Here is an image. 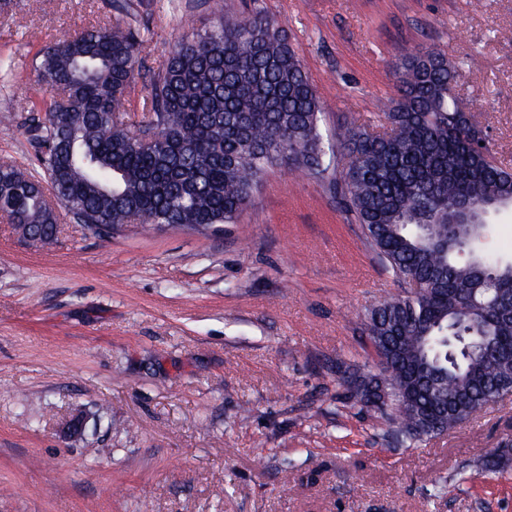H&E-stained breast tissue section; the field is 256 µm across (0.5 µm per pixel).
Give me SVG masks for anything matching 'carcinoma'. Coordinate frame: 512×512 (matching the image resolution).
Returning <instances> with one entry per match:
<instances>
[{
	"label": "carcinoma",
	"mask_w": 512,
	"mask_h": 512,
	"mask_svg": "<svg viewBox=\"0 0 512 512\" xmlns=\"http://www.w3.org/2000/svg\"><path fill=\"white\" fill-rule=\"evenodd\" d=\"M131 27L91 26L41 48L47 93L26 130L38 170L0 164V219L56 240L58 209L101 237L140 221L197 232L235 224L264 172L342 178L363 238L403 294L365 315L377 371L336 362L341 400L377 411L400 445L440 436L512 380V258L484 246L512 210V167L456 111V64L430 46L402 60L381 131L321 127V103L288 35L263 15L220 19L171 47L141 121H126L139 68ZM477 340L480 347L470 346ZM512 467V444L477 461Z\"/></svg>",
	"instance_id": "cac0c4a2"
}]
</instances>
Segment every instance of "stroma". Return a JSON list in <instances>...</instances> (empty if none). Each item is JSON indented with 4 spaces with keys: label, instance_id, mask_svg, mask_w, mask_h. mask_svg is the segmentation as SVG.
<instances>
[{
    "label": "stroma",
    "instance_id": "stroma-1",
    "mask_svg": "<svg viewBox=\"0 0 512 512\" xmlns=\"http://www.w3.org/2000/svg\"><path fill=\"white\" fill-rule=\"evenodd\" d=\"M251 12L298 47L329 132L381 124L400 61L441 46L512 163V0H0V164L30 163L45 44L131 24L135 122L178 38ZM59 229L38 250L0 220V512H512V470L474 467L512 400L410 447L337 406L331 365L372 366L361 318L399 292L339 190L276 166L218 232Z\"/></svg>",
    "mask_w": 512,
    "mask_h": 512
}]
</instances>
